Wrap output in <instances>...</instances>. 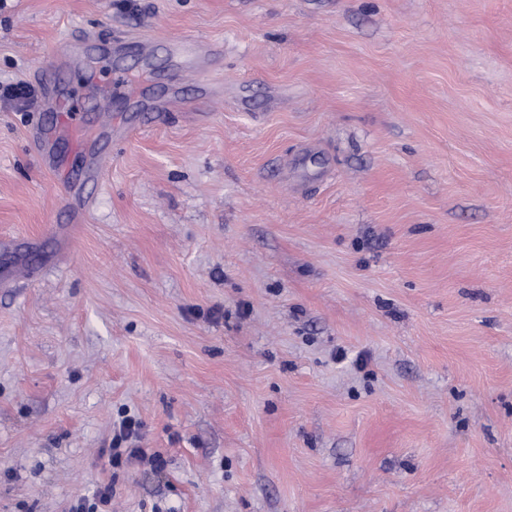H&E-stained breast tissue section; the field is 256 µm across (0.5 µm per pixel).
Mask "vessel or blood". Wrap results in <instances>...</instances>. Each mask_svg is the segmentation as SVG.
I'll use <instances>...</instances> for the list:
<instances>
[{
	"mask_svg": "<svg viewBox=\"0 0 512 512\" xmlns=\"http://www.w3.org/2000/svg\"><path fill=\"white\" fill-rule=\"evenodd\" d=\"M152 49L151 42L132 34L116 36L108 46H101L100 35L85 31L66 41L58 56L43 71L38 81L42 88L39 105L41 115L33 119L29 128V140L40 157L45 170L60 178L63 195L68 200V221L84 223L87 201L81 188L64 176L63 163L56 150L58 141L65 137L79 135L75 115L69 107L67 96L61 91L59 77L69 69L71 63H85L91 55H98L101 61L128 54H145ZM169 50L178 61L181 77L185 80L199 79L220 66L224 59L222 46L200 38H183L170 42Z\"/></svg>",
	"mask_w": 512,
	"mask_h": 512,
	"instance_id": "vessel-or-blood-1",
	"label": "vessel or blood"
}]
</instances>
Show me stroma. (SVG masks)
Wrapping results in <instances>:
<instances>
[{
  "instance_id": "obj_1",
  "label": "stroma",
  "mask_w": 512,
  "mask_h": 512,
  "mask_svg": "<svg viewBox=\"0 0 512 512\" xmlns=\"http://www.w3.org/2000/svg\"><path fill=\"white\" fill-rule=\"evenodd\" d=\"M85 29L156 49L63 75L136 129L70 229L0 102V512H512V0H0V84ZM169 50L178 61L182 80L201 79L220 66L223 47L200 38H183L169 42ZM140 422L133 418L123 419L115 430L112 437L111 447L109 448V462L111 466H119L123 463V455L126 453L125 461L132 459L142 464L149 465L151 470L160 474L164 468V460L159 454H148L144 448H140L137 443L140 439ZM122 442L128 443L127 448H120L117 445ZM111 499V486L107 484H101L97 486L94 491V502L88 503L89 500L85 498H79L71 505L69 512H109L110 510H108V507L110 505Z\"/></svg>"
}]
</instances>
